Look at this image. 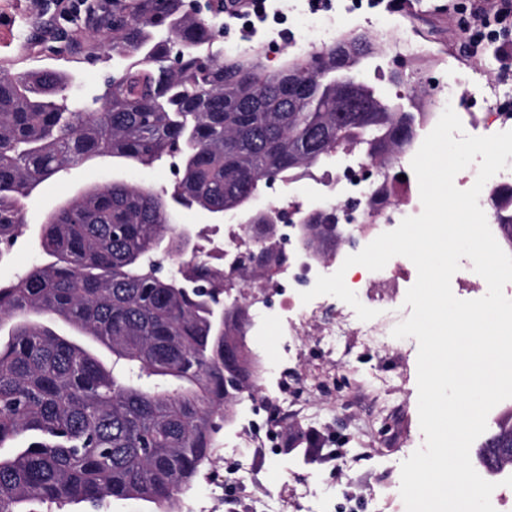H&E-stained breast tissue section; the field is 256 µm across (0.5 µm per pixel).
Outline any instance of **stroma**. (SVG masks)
Segmentation results:
<instances>
[{
	"label": "stroma",
	"mask_w": 512,
	"mask_h": 512,
	"mask_svg": "<svg viewBox=\"0 0 512 512\" xmlns=\"http://www.w3.org/2000/svg\"><path fill=\"white\" fill-rule=\"evenodd\" d=\"M39 0H0V74L57 69L75 78L72 92L80 97L101 93L112 73V57L99 52L92 60L71 55H45L38 59L9 58L21 18L32 16ZM461 0H422L419 10L408 8L376 14L367 0H331L330 8L343 14L359 30L374 32L375 18L399 27L416 53L395 57L382 51L357 71L359 79L376 85L381 93L402 106L414 96L433 92L449 77L454 60L470 61V16L459 7ZM308 0H274V16L255 33L239 23L224 25L221 41L224 57L258 59L270 71L283 68L299 57L295 49L302 38L298 12L308 11ZM287 38H280V30ZM405 75L401 85L390 82L392 70ZM115 180L145 183L155 189L171 187L175 175L170 166L141 169L122 162H92L72 167L42 183L25 203L26 231L9 257L0 262V282L9 283L39 259L38 241L46 216L77 192ZM327 312L308 335L287 340L277 320H269L264 350L269 361L287 369L306 389V402L324 418L318 434L325 447H341L355 455L352 464L335 461L325 465H300L298 454H267L250 495L295 491L300 483L316 487L320 512H372L366 493L370 488L399 489L401 464L420 448L425 436L419 425L417 354L415 338H388L386 347L374 348L350 337L348 344L328 349L319 333L328 327L345 302L327 296Z\"/></svg>",
	"instance_id": "obj_1"
}]
</instances>
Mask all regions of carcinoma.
Wrapping results in <instances>:
<instances>
[{"mask_svg":"<svg viewBox=\"0 0 512 512\" xmlns=\"http://www.w3.org/2000/svg\"><path fill=\"white\" fill-rule=\"evenodd\" d=\"M70 28L117 60L102 94L68 92L65 73L0 76V260L24 234V202L47 179L100 156L170 163L163 194L114 181L69 198L42 226L41 260L0 283V512L136 500L176 512L224 429L227 337L246 308L224 306V270L171 224L181 208L245 210L266 177L284 184L338 153L382 168L379 204L405 184L398 167L426 116L363 82L369 122L336 125L345 78L336 50L274 72L224 61L209 0H81ZM329 211L310 222L325 242ZM181 257L162 275L165 257ZM9 449L3 453V449Z\"/></svg>","mask_w":512,"mask_h":512,"instance_id":"cac0c4a2","label":"carcinoma"}]
</instances>
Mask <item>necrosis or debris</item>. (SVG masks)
Wrapping results in <instances>:
<instances>
[{
  "label": "necrosis or debris",
  "mask_w": 512,
  "mask_h": 512,
  "mask_svg": "<svg viewBox=\"0 0 512 512\" xmlns=\"http://www.w3.org/2000/svg\"><path fill=\"white\" fill-rule=\"evenodd\" d=\"M483 103V111H475L476 103ZM512 103V85L487 78L482 66L458 64L452 78L439 89L430 106V116L417 132L425 138L435 127L445 108H453L459 116L465 133L472 136H489L512 130V113L502 106ZM376 174L367 172L362 161L350 158L338 162L325 176H314L307 181V191L319 202L320 208H335L340 223L351 225L357 242L368 243L383 232L395 229L401 220L421 213L422 204L417 182L397 187L391 201L372 205V192ZM341 258L304 262L294 257L273 267L260 283L245 288L244 295L251 305V319H264L268 314L262 304L268 293L285 299L283 309L286 335H299L302 328L318 320L324 309L323 301L314 299L302 302L300 295L313 288L321 275L336 272ZM414 283L413 267L406 257H393L380 270L378 277H365L359 292L365 302L395 305L398 298ZM352 312H340L338 320L325 328L323 336L328 345H336L342 337L359 334L364 343L381 346L389 334L391 318H383L360 329H353ZM273 434L269 422L242 417L224 437V450L238 458L233 479L246 485L255 475L256 460L265 452Z\"/></svg>",
  "instance_id": "4bbe7bcc"
}]
</instances>
